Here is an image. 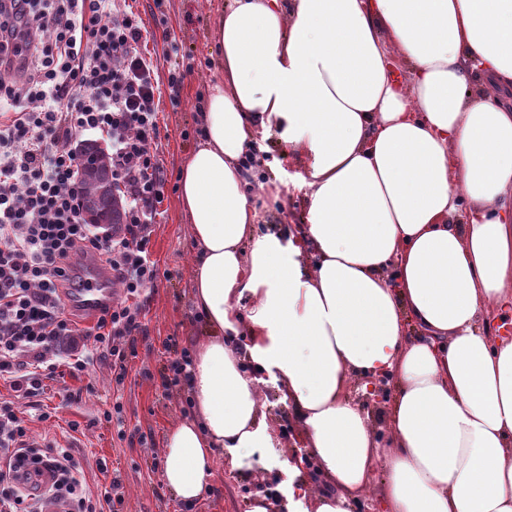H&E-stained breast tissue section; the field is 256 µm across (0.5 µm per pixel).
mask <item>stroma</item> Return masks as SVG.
Returning <instances> with one entry per match:
<instances>
[{"instance_id":"stroma-1","label":"stroma","mask_w":512,"mask_h":512,"mask_svg":"<svg viewBox=\"0 0 512 512\" xmlns=\"http://www.w3.org/2000/svg\"><path fill=\"white\" fill-rule=\"evenodd\" d=\"M231 0H127L148 31L168 30L180 46L179 56L163 58V41L147 40L146 54L159 55L156 80L162 96L159 106L161 140L158 157L168 183L165 199L151 235L150 250L159 269L155 285L144 294L143 331L138 337L129 375L116 385L108 360L95 357L86 372L51 383L41 396L42 405L54 409L46 420L36 417L29 399L16 396L8 382L0 381V402H12L22 412L30 436L43 444L71 449L84 477V487L100 495L106 478L119 482L124 498L122 512H250L257 496L271 504V512H284L288 476L281 466L283 449L294 444L296 432L278 392L267 391L269 418L278 447L255 454L249 465L231 468L228 455H218L211 489L188 507L167 488L164 434L188 415L184 385L165 386L173 352L191 347L204 334V324L192 301V269L195 248L189 238L186 217L179 205V168L197 144L199 112L210 79L219 63L216 31L220 14ZM184 74L177 88H170L173 71ZM268 178L281 190L279 200L257 193L253 204L258 214L257 232H279L304 223L306 203L299 190L301 170L282 155L276 138L262 140ZM121 400V421H106L105 411ZM143 435V442L120 439L119 431Z\"/></svg>"}]
</instances>
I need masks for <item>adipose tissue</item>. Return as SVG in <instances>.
I'll use <instances>...</instances> for the list:
<instances>
[{
  "mask_svg": "<svg viewBox=\"0 0 512 512\" xmlns=\"http://www.w3.org/2000/svg\"><path fill=\"white\" fill-rule=\"evenodd\" d=\"M217 44L179 173L210 334L165 483L191 504L216 450L274 447L268 374L327 484L284 457L305 512L374 489L386 512H512V342L478 328L512 306V0H233ZM271 136L307 222L260 236L249 148ZM388 374L382 435L349 394Z\"/></svg>",
  "mask_w": 512,
  "mask_h": 512,
  "instance_id": "ef3b65f1",
  "label": "adipose tissue"
}]
</instances>
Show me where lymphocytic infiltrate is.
<instances>
[{"label": "lymphocytic infiltrate", "instance_id": "f902f5d3", "mask_svg": "<svg viewBox=\"0 0 512 512\" xmlns=\"http://www.w3.org/2000/svg\"><path fill=\"white\" fill-rule=\"evenodd\" d=\"M143 33L120 0H0V379L20 396L44 380L85 371L94 355L112 359L123 384L142 331L146 288L159 276L152 227L167 175L155 71ZM108 142L112 185L123 221L88 223L78 156L83 137ZM97 256L125 297L79 328L63 290L75 256ZM44 465L67 512H116L123 499L86 494L67 449L29 447L14 408L0 404V512H38L16 485L24 465Z\"/></svg>", "mask_w": 512, "mask_h": 512}]
</instances>
